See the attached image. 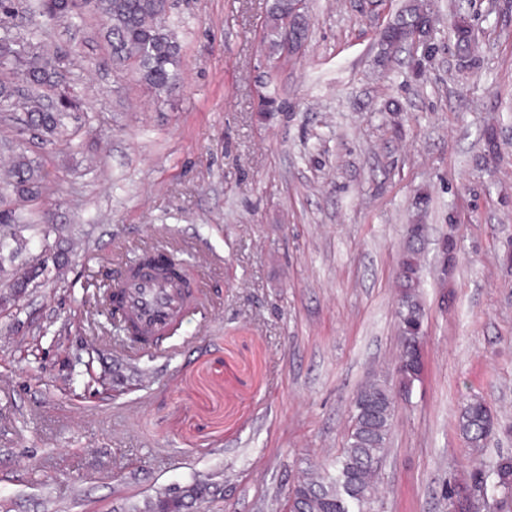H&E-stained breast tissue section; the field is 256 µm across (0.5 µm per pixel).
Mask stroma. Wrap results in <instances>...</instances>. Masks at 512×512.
I'll use <instances>...</instances> for the list:
<instances>
[{
	"instance_id": "obj_1",
	"label": "stroma",
	"mask_w": 512,
	"mask_h": 512,
	"mask_svg": "<svg viewBox=\"0 0 512 512\" xmlns=\"http://www.w3.org/2000/svg\"><path fill=\"white\" fill-rule=\"evenodd\" d=\"M170 2L178 86L158 100L113 66L94 16L7 21L78 58L88 106L52 147L0 112V142L51 174L16 204L50 234L21 231L14 266L68 261L0 313V512H126L196 482L214 491L185 512H288L302 471L343 448L358 389L393 368L414 223L429 227L425 371L398 402L375 508L448 512L474 463L512 457V434L480 452L457 428L473 396L512 425V0H461L466 58L448 0H428L433 51L386 65L377 31L408 0H304L294 56L270 46L271 0ZM160 247L202 304L141 354L103 296Z\"/></svg>"
}]
</instances>
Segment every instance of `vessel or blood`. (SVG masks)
<instances>
[{"label": "vessel or blood", "instance_id": "b4317fda", "mask_svg": "<svg viewBox=\"0 0 512 512\" xmlns=\"http://www.w3.org/2000/svg\"><path fill=\"white\" fill-rule=\"evenodd\" d=\"M121 287L125 321L135 327L140 343L151 348L195 307L192 293L158 278L148 266L134 267Z\"/></svg>", "mask_w": 512, "mask_h": 512}]
</instances>
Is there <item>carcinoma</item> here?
Listing matches in <instances>:
<instances>
[{
	"instance_id": "1",
	"label": "carcinoma",
	"mask_w": 512,
	"mask_h": 512,
	"mask_svg": "<svg viewBox=\"0 0 512 512\" xmlns=\"http://www.w3.org/2000/svg\"><path fill=\"white\" fill-rule=\"evenodd\" d=\"M79 6L99 16L112 47L114 65L133 64L137 80L158 98L175 88L181 44L167 25L169 0H36L34 5L31 0H0V14L11 17L37 12L50 19L64 20ZM429 12L424 0H412L386 25L389 33L379 36L386 60L396 58L411 40L419 19ZM290 26L306 34L302 15L288 18V0H275L266 21L273 46H284ZM453 37L458 49L468 50L473 41L471 26L464 20L454 24ZM65 60L66 56L39 42L21 41L7 29L0 32V69L20 78L18 85L0 83V110L21 111L24 125L44 145L64 137L66 120L84 107L83 99L66 81ZM47 178L48 173L34 164L24 150L14 152L10 167L0 178L1 227L16 223L13 204L39 197ZM421 244L420 237L407 238L400 260L396 316L402 343L399 360L404 362L401 388L395 393L387 380L377 378L359 390L340 455L332 468L325 467L319 475L305 477L292 487L294 507L290 512H372L378 464L393 428L397 396H409L423 371L422 337L418 334L425 317L418 279ZM144 260L160 266L162 274L170 280L183 279L182 262L172 253L150 251L145 253ZM63 266L62 257L51 255L23 273L4 275L0 281V308L16 300L37 279H52ZM497 423V416L479 398L467 401L458 416L461 437L475 450L485 447L495 434ZM490 481L503 493L500 507H508L512 498V460L483 464L471 474V485L480 490H487ZM185 507V499L175 500L161 493L141 506H130L128 512H182Z\"/></svg>"
}]
</instances>
